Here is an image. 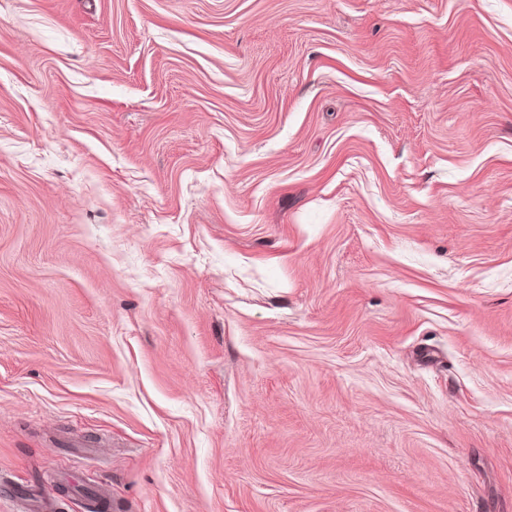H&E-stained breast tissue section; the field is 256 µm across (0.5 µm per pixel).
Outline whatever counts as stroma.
Listing matches in <instances>:
<instances>
[{"instance_id":"stroma-1","label":"stroma","mask_w":512,"mask_h":512,"mask_svg":"<svg viewBox=\"0 0 512 512\" xmlns=\"http://www.w3.org/2000/svg\"><path fill=\"white\" fill-rule=\"evenodd\" d=\"M512 512V0H0V512Z\"/></svg>"}]
</instances>
